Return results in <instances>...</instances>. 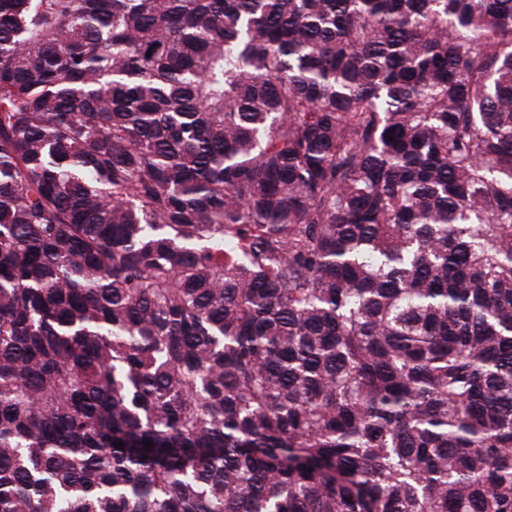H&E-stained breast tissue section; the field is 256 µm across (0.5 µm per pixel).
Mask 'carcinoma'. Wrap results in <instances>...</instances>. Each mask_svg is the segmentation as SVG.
<instances>
[{
	"label": "carcinoma",
	"mask_w": 512,
	"mask_h": 512,
	"mask_svg": "<svg viewBox=\"0 0 512 512\" xmlns=\"http://www.w3.org/2000/svg\"><path fill=\"white\" fill-rule=\"evenodd\" d=\"M0 512H512V0H0Z\"/></svg>",
	"instance_id": "obj_1"
}]
</instances>
